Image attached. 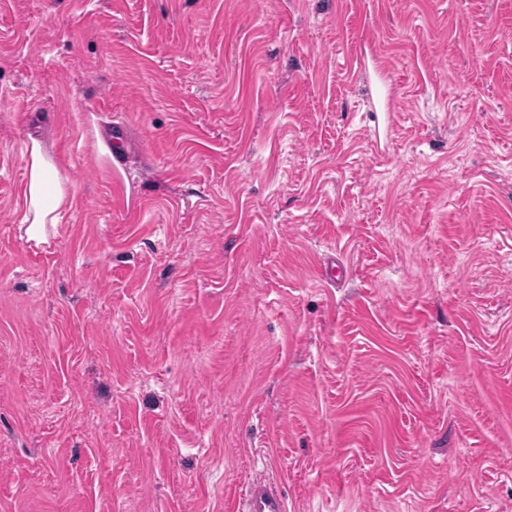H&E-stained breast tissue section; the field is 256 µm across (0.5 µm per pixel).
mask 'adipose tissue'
<instances>
[{
    "instance_id": "obj_1",
    "label": "adipose tissue",
    "mask_w": 512,
    "mask_h": 512,
    "mask_svg": "<svg viewBox=\"0 0 512 512\" xmlns=\"http://www.w3.org/2000/svg\"><path fill=\"white\" fill-rule=\"evenodd\" d=\"M24 160L27 179L20 222L27 227L28 239L40 244L47 240V225L59 224L63 211L72 204L70 183L40 142L27 144Z\"/></svg>"
}]
</instances>
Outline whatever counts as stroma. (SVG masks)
<instances>
[{
	"label": "stroma",
	"instance_id": "1",
	"mask_svg": "<svg viewBox=\"0 0 512 512\" xmlns=\"http://www.w3.org/2000/svg\"><path fill=\"white\" fill-rule=\"evenodd\" d=\"M261 464L288 512H512V0H0V512ZM108 140L112 144V159L120 163L131 149L125 127L114 123L109 129ZM27 171L20 224L27 225L28 241L47 242L46 225L60 223L72 204L69 179L41 143L31 139L24 151Z\"/></svg>",
	"mask_w": 512,
	"mask_h": 512
}]
</instances>
